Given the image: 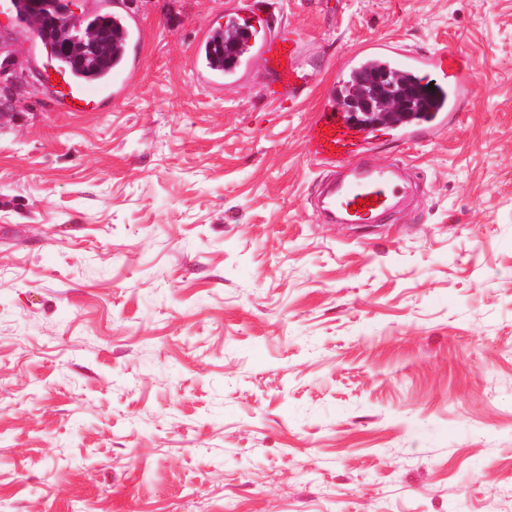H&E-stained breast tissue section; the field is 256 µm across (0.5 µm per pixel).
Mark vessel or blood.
<instances>
[{"label":"vessel or blood","instance_id":"obj_1","mask_svg":"<svg viewBox=\"0 0 512 512\" xmlns=\"http://www.w3.org/2000/svg\"><path fill=\"white\" fill-rule=\"evenodd\" d=\"M115 14L124 24L128 46H139L144 30L126 5H116ZM224 25L235 30L238 45L224 64H194L193 70L208 89L219 90L237 83L256 64L275 70L276 83L268 87L270 98L288 91L301 98L310 77L296 62V44L274 31L272 15L260 7L246 11L228 9ZM373 64H384L406 75L447 88L448 97H430L420 116L404 124L399 138L415 142L445 128L450 118L458 115L471 93L470 70L462 55L451 52H399L388 45L373 43L353 53L346 64L351 72H359ZM137 65L121 63L105 83L76 79L64 68H54L57 80L55 102L74 112L95 111L103 100L121 99L135 82ZM372 130L351 121L340 97L339 86H331L306 133L309 156L336 168L337 177L325 181L320 190L322 203L331 218L345 224H372L391 214L406 198L409 188L394 168L372 163Z\"/></svg>","mask_w":512,"mask_h":512}]
</instances>
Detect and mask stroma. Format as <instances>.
<instances>
[{
	"mask_svg": "<svg viewBox=\"0 0 512 512\" xmlns=\"http://www.w3.org/2000/svg\"><path fill=\"white\" fill-rule=\"evenodd\" d=\"M124 98L54 106L0 15V512H512V0H264L307 98L214 94L196 36L253 0H128ZM471 65L418 174L328 224L306 129L362 44Z\"/></svg>",
	"mask_w": 512,
	"mask_h": 512,
	"instance_id": "stroma-1",
	"label": "stroma"
}]
</instances>
